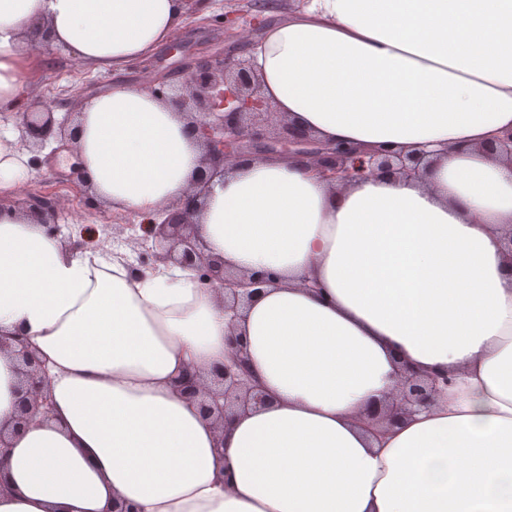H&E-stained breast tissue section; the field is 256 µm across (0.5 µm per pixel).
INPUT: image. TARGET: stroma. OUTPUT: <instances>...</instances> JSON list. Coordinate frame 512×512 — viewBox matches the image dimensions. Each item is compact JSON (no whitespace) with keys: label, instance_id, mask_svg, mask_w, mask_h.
<instances>
[{"label":"stroma","instance_id":"35a3bbf8","mask_svg":"<svg viewBox=\"0 0 512 512\" xmlns=\"http://www.w3.org/2000/svg\"><path fill=\"white\" fill-rule=\"evenodd\" d=\"M230 11L238 15V30H249L253 13L247 0H191L175 31L176 36L190 37L189 48L172 52L161 47L121 72L76 60L59 46L37 42L23 73L22 99L41 101L60 120L80 112L85 101L112 85L151 86L158 72L179 71L204 52L222 47L224 30L220 18ZM0 134L15 136L18 148L29 154L34 170L18 189L0 193V205L13 206L25 200L27 194L44 193L59 208L62 236L86 239L89 251L103 258L120 255L132 265L151 268L141 229L144 214L104 203L89 206L90 191L77 175L76 147L71 141H54L34 148L25 134L21 112L12 108L0 109Z\"/></svg>","mask_w":512,"mask_h":512}]
</instances>
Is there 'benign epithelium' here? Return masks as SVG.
Segmentation results:
<instances>
[{
    "instance_id": "7a95c632",
    "label": "benign epithelium",
    "mask_w": 512,
    "mask_h": 512,
    "mask_svg": "<svg viewBox=\"0 0 512 512\" xmlns=\"http://www.w3.org/2000/svg\"><path fill=\"white\" fill-rule=\"evenodd\" d=\"M223 27L227 39L234 40L233 45L186 65L181 70L180 87L167 83L164 76L154 90L177 110L194 115L193 132L206 148V165L192 190L176 203L167 218L160 223L149 218L143 229L146 237L154 240L156 261L194 270L202 287L224 291V305L237 309L260 294L263 287L275 284L276 276L268 271L230 274L224 270L223 261L205 254L196 219L207 205L215 179H224L225 171L258 155H276L307 162L319 178L334 186L374 175L417 180L431 161L424 152H375L350 144L314 140L308 131L274 111L253 71L247 46L262 32L263 20L254 18L248 34L239 37L234 32V13L228 12L223 15ZM24 125L26 135L41 147L52 137L76 140L74 129L64 122H55L52 113L42 111L37 102L24 113ZM488 150L512 159V130L496 137ZM23 205L43 215V225L51 236L60 235L54 201L34 194ZM227 343L231 348L230 362L211 370L207 379L189 372L176 383L182 394L197 402L203 416L220 425L224 424L226 413L252 403L260 404L263 399L249 374L242 340L231 333ZM0 348L11 350L23 377L16 413L0 423L2 469L7 464L12 435L37 415L47 418L51 402L47 370L29 343L21 336H0ZM442 384L448 385V376L421 377L404 364L398 374V398L391 404L367 408L364 420L372 427H392L434 405Z\"/></svg>"
}]
</instances>
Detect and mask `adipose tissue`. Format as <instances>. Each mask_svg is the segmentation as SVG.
<instances>
[{
  "instance_id": "ef3b65f1",
  "label": "adipose tissue",
  "mask_w": 512,
  "mask_h": 512,
  "mask_svg": "<svg viewBox=\"0 0 512 512\" xmlns=\"http://www.w3.org/2000/svg\"><path fill=\"white\" fill-rule=\"evenodd\" d=\"M184 0H0V107L31 43L120 69L156 52ZM250 54L278 112L326 142L437 155L421 179L329 186L257 158L199 217L227 270L278 276L243 308L192 271L72 253L23 209L0 213V335L26 334L51 418L12 440L0 512H512V0H305ZM187 116L115 86L78 118L92 193L152 212L203 158ZM31 173L0 135V191ZM240 333L265 405L224 427L175 386L228 362ZM447 373L425 413L382 433L361 414L397 365Z\"/></svg>"
}]
</instances>
